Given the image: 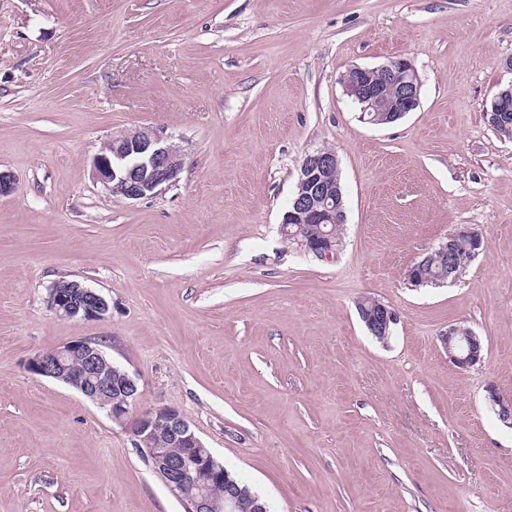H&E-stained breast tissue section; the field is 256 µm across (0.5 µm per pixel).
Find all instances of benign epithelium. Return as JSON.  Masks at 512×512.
I'll use <instances>...</instances> for the list:
<instances>
[{
    "label": "benign epithelium",
    "instance_id": "1",
    "mask_svg": "<svg viewBox=\"0 0 512 512\" xmlns=\"http://www.w3.org/2000/svg\"><path fill=\"white\" fill-rule=\"evenodd\" d=\"M381 71L380 82L369 80ZM347 96L361 104V117L368 123L390 124L414 111L420 103L421 81L411 60L398 57L373 68L354 66L341 79ZM493 112H512V83L497 93ZM185 160L184 150L157 127L120 131L92 161L93 176L110 193L127 200H140L166 189L177 181ZM339 158L335 151L316 149L305 154L300 166L297 193L284 214L280 232L296 238L300 245L322 260L336 257L338 248L331 231L308 233L313 225L344 224L346 213L338 203L340 185L336 181ZM298 225L293 232L290 226ZM48 306L58 316L99 320L109 305L98 291L76 281H57L49 289ZM370 334L384 341L397 324L393 309L376 301L360 311ZM459 338L467 351L459 353L450 341ZM439 339L456 367L466 369L482 359L483 344L473 332L451 326ZM34 375L63 381L85 398L104 409L119 424L125 423L139 395L133 376L105 357L101 343L79 339L33 357L27 365ZM492 409L512 427V399L489 391ZM134 446L148 466L178 498L184 512H268L258 495L244 496L219 462L180 413L170 407L141 411L131 427ZM177 445L184 453L171 454ZM224 484V497L212 495L214 485Z\"/></svg>",
    "mask_w": 512,
    "mask_h": 512
}]
</instances>
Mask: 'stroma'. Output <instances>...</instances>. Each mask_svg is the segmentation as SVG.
<instances>
[{"mask_svg": "<svg viewBox=\"0 0 512 512\" xmlns=\"http://www.w3.org/2000/svg\"><path fill=\"white\" fill-rule=\"evenodd\" d=\"M410 58L420 104L372 126L352 66ZM512 0H0V512H183L128 425L28 361L102 341L137 409L179 411L272 512H512V140L486 112L512 82ZM150 125L178 181L128 201L92 176L112 133ZM335 149L343 245L280 224L305 153ZM461 226L447 280L409 267ZM100 292L56 316L48 288ZM392 308L388 341L356 304ZM484 343L461 370L439 336ZM47 302L57 316L84 320H100L109 308L102 294L76 281L55 282Z\"/></svg>", "mask_w": 512, "mask_h": 512, "instance_id": "stroma-1", "label": "stroma"}]
</instances>
